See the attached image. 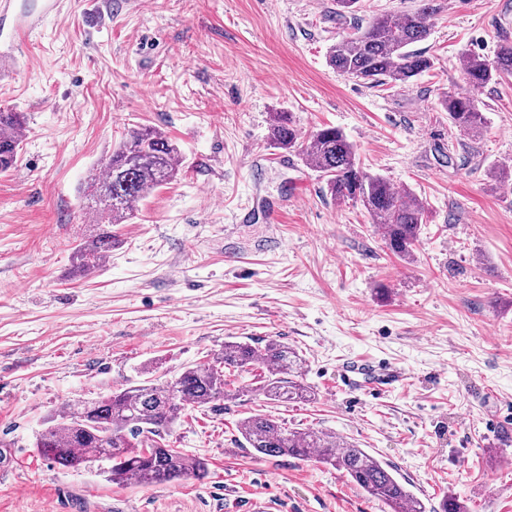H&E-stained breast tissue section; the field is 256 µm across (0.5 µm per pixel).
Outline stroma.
Segmentation results:
<instances>
[{
	"label": "stroma",
	"mask_w": 512,
	"mask_h": 512,
	"mask_svg": "<svg viewBox=\"0 0 512 512\" xmlns=\"http://www.w3.org/2000/svg\"><path fill=\"white\" fill-rule=\"evenodd\" d=\"M16 0L27 44L0 78V109L26 115L0 175V512H386L331 466L256 455L241 419L356 443L427 507L512 512V77L468 85L462 51L512 40V0H447L420 49L432 68L403 86L332 69L348 31L334 0ZM472 96L474 138L442 108ZM304 132L341 129L363 168L429 212L412 259L391 255L361 204H335L301 152L269 140L273 113ZM165 131L182 171L136 205L99 270L72 274L96 230L83 188L122 135ZM296 350L304 403L272 404L256 365L232 395L186 408L171 447L204 457L201 480L116 485L34 446L68 404L168 378L225 342ZM405 370L380 396L345 387L344 364Z\"/></svg>",
	"instance_id": "1"
}]
</instances>
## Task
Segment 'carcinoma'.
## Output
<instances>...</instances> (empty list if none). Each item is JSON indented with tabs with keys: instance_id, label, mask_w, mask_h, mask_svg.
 <instances>
[{
	"instance_id": "carcinoma-1",
	"label": "carcinoma",
	"mask_w": 512,
	"mask_h": 512,
	"mask_svg": "<svg viewBox=\"0 0 512 512\" xmlns=\"http://www.w3.org/2000/svg\"><path fill=\"white\" fill-rule=\"evenodd\" d=\"M421 2L414 12L377 14L366 25L353 28L331 47L330 66L378 86L405 85L431 69L432 59L414 45L428 37L443 0ZM461 65L468 83L477 88L501 75H512V41L502 40L491 59L466 51ZM443 107L452 124L473 137L482 134L486 120L473 97L449 94ZM25 124L24 113L0 111V173L17 165L21 140L14 132ZM270 140L280 149L300 150L322 177L331 200L361 203L371 223L382 230L386 248L399 257L411 255L426 223L425 203L410 190H399L385 178L365 172L341 130L324 127L304 138L291 113L278 112ZM180 172L181 154L161 130L145 126L129 131L104 162L103 176L86 183V210L95 216L97 230L74 247L76 272L81 276L94 273L112 253L116 240L112 227L131 219L136 203L174 181ZM256 364L266 368L257 388L265 399L288 403L307 397L305 386L290 378L300 369L294 349L277 340L262 347L226 342L223 353L213 361L186 366L170 380H149L100 400L68 405L47 419L36 436L35 448L44 458L73 470L96 462L95 455L108 448L106 473L116 484L165 485L202 479L206 460L168 447L166 436L185 407L209 408L228 397L224 370ZM239 431L260 455L316 459L333 467L389 512H426L389 465L344 439L316 430L288 429L263 413L242 419Z\"/></svg>"
}]
</instances>
